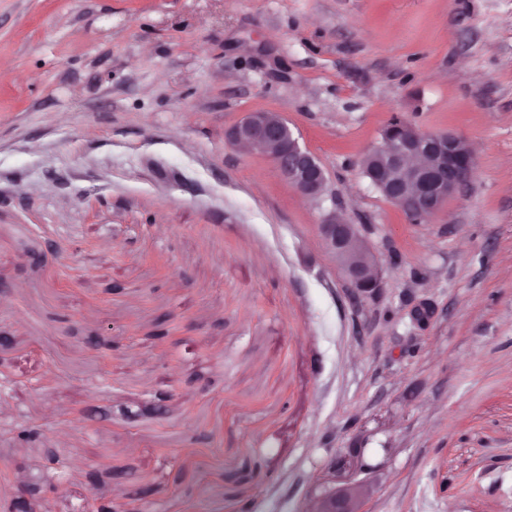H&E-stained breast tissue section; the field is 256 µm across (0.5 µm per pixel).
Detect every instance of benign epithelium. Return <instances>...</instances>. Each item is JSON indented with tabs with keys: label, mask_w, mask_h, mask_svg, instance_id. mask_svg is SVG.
Segmentation results:
<instances>
[{
	"label": "benign epithelium",
	"mask_w": 512,
	"mask_h": 512,
	"mask_svg": "<svg viewBox=\"0 0 512 512\" xmlns=\"http://www.w3.org/2000/svg\"><path fill=\"white\" fill-rule=\"evenodd\" d=\"M226 140L237 147L269 158L279 174L301 195L317 199L327 190V173L317 157L301 146L288 122L271 112H247L226 133ZM463 138L448 133L406 135L393 126L382 133L376 146L382 154L380 178L384 196L410 221L421 223L437 213L451 196L470 182L474 159L461 149ZM327 250L358 295L371 297L381 286L379 269L370 247L357 225L329 215L319 225ZM360 482L348 479L337 496L315 500L309 512H363ZM20 492L10 502V512H47L48 498L41 496L38 506L26 501Z\"/></svg>",
	"instance_id": "obj_1"
}]
</instances>
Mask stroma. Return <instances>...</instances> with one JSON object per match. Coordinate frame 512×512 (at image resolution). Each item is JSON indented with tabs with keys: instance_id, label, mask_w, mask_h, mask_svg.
I'll return each instance as SVG.
<instances>
[{
	"instance_id": "obj_1",
	"label": "stroma",
	"mask_w": 512,
	"mask_h": 512,
	"mask_svg": "<svg viewBox=\"0 0 512 512\" xmlns=\"http://www.w3.org/2000/svg\"><path fill=\"white\" fill-rule=\"evenodd\" d=\"M261 110L324 199L226 142ZM395 118L480 145L419 224L361 169ZM0 279V484L52 478L48 512L93 470L139 512H306L355 446L365 512H512V0H0ZM319 232L325 247L358 295L371 297L376 294L381 286L380 272L357 225L346 224L332 213L319 224Z\"/></svg>"
}]
</instances>
